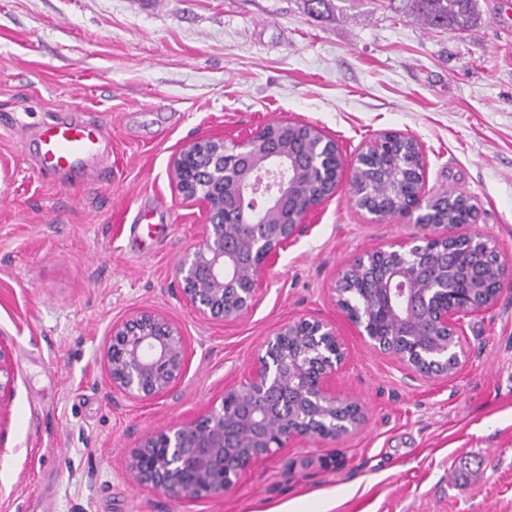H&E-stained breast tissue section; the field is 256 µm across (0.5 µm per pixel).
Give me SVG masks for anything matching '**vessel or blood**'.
<instances>
[{"mask_svg":"<svg viewBox=\"0 0 512 512\" xmlns=\"http://www.w3.org/2000/svg\"><path fill=\"white\" fill-rule=\"evenodd\" d=\"M101 138L102 128L94 122L47 124L40 133L41 165L55 172L85 166L96 154Z\"/></svg>","mask_w":512,"mask_h":512,"instance_id":"obj_1","label":"vessel or blood"}]
</instances>
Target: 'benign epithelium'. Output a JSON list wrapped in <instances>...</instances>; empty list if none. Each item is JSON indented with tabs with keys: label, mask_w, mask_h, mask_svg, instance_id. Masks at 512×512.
Segmentation results:
<instances>
[{
	"label": "benign epithelium",
	"mask_w": 512,
	"mask_h": 512,
	"mask_svg": "<svg viewBox=\"0 0 512 512\" xmlns=\"http://www.w3.org/2000/svg\"><path fill=\"white\" fill-rule=\"evenodd\" d=\"M230 142L208 137L186 143L171 160L182 202L205 206L202 240L175 269L181 296L201 317L234 321L256 303L263 276L301 235L305 218L336 192L343 163L334 140L309 126L279 122ZM410 148L414 179L391 206L364 183L351 186L357 206L377 221L405 217L426 228L431 202L451 205L463 195L425 191L426 162L410 136L381 134L353 165ZM272 216L270 223L265 217ZM512 260L479 233L429 235L364 253L332 289L335 305L376 349L397 355L407 369L446 376L465 360L456 318L488 308ZM186 361L179 327L163 314L141 310L112 324L105 363L112 387L133 399L165 393ZM345 362L336 328L300 318L282 325L259 349L246 379L224 390L220 405L166 429L149 432L129 451L127 468L140 485L171 500L224 494L253 464L291 438L336 439L361 427L363 407L336 395L330 382ZM8 354L0 345V398L11 390Z\"/></svg>",
	"instance_id": "obj_1"
}]
</instances>
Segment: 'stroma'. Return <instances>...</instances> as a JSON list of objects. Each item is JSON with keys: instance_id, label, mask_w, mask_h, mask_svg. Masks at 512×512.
Here are the masks:
<instances>
[{"instance_id": "1", "label": "stroma", "mask_w": 512, "mask_h": 512, "mask_svg": "<svg viewBox=\"0 0 512 512\" xmlns=\"http://www.w3.org/2000/svg\"><path fill=\"white\" fill-rule=\"evenodd\" d=\"M465 31L430 28L388 0H0V512H512V287L463 316L467 358L448 377L409 372L362 339L332 289L359 255L425 235L353 201L357 154L387 131L414 137L430 194H466L475 231L512 256V0H479ZM93 119L106 139L88 171L48 173L41 127ZM333 139L344 175L265 275L256 306L220 323L173 278L205 222L170 161L197 138L273 122ZM156 235L134 238L135 217ZM154 310L186 340L163 396L114 392L113 322ZM331 322L346 352L337 395L363 426L291 440L223 496L171 501L138 485L140 437L191 419L238 383L284 323Z\"/></svg>"}]
</instances>
